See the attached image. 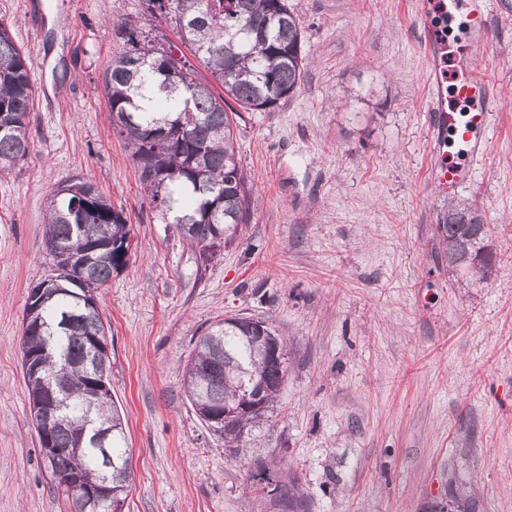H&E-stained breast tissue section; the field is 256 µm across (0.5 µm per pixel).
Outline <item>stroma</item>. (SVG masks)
Listing matches in <instances>:
<instances>
[{
	"label": "stroma",
	"instance_id": "1",
	"mask_svg": "<svg viewBox=\"0 0 512 512\" xmlns=\"http://www.w3.org/2000/svg\"><path fill=\"white\" fill-rule=\"evenodd\" d=\"M307 68L294 97L237 120L255 199L207 260L145 199L108 120L114 22L142 0H0L31 59L30 152L0 174V512H66L40 453L21 365L27 292L51 273L43 224L58 186L88 181L124 211L133 250L102 293L110 389L130 449L124 512H262L264 457L310 512H512V10L492 0L475 58L492 86L474 181L428 175L419 0H288ZM478 207L485 271L448 270V201ZM288 346L273 411L238 453L183 391L199 336L228 316Z\"/></svg>",
	"mask_w": 512,
	"mask_h": 512
}]
</instances>
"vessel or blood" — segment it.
Listing matches in <instances>:
<instances>
[{"mask_svg": "<svg viewBox=\"0 0 512 512\" xmlns=\"http://www.w3.org/2000/svg\"><path fill=\"white\" fill-rule=\"evenodd\" d=\"M489 0H436L438 14H465L471 36L489 31ZM428 57V129L432 135L429 174L445 192L471 184L477 164L489 148L492 121L491 92L486 75L466 45L449 46L438 29L426 30Z\"/></svg>", "mask_w": 512, "mask_h": 512, "instance_id": "vessel-or-blood-1", "label": "vessel or blood"}]
</instances>
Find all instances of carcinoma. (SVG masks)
<instances>
[{
  "label": "carcinoma",
  "instance_id": "1",
  "mask_svg": "<svg viewBox=\"0 0 512 512\" xmlns=\"http://www.w3.org/2000/svg\"><path fill=\"white\" fill-rule=\"evenodd\" d=\"M154 18L171 23L182 43L210 72L214 82L201 81L193 64L176 55L173 46L156 40L138 22L113 24L121 44L103 75L113 131L124 140L140 173L143 190L162 219L188 224L186 243L204 253L214 242L215 228L224 227V243L247 223L251 193L236 157L234 129L239 110L274 112L298 91L305 71L304 38L288 0H144ZM31 60L0 23V171L10 170L30 150L27 118L33 106ZM218 83L223 92L215 91ZM439 229L448 254V270L480 261L489 235L479 210L448 202ZM44 244L53 266L60 264L55 246H63L82 262L80 274L58 284L43 279L28 289L22 358L36 357L42 372L66 368L71 408L49 439L38 437L40 451L55 449L51 475L67 504L82 512L89 490L109 482L112 501L123 503L131 482L125 425L110 389L107 340L99 300L112 274L124 268L132 251L124 212L112 206L94 184L61 185L50 198ZM259 320L244 318L233 325L217 324L198 340L187 362L185 395L204 422L246 391L261 386L256 414L224 422V447L239 451L242 439L260 423L285 381L287 362L270 360L252 341ZM30 416L41 430L38 405L46 399L42 376L24 374ZM92 407L96 425L112 429L101 442L86 426L84 408ZM80 452L74 453L72 449ZM115 465L106 468V456ZM252 467L263 475L275 495L256 493L269 512L283 502L288 512H307V500L294 481L262 457ZM78 487L68 485L74 473Z\"/></svg>",
  "mask_w": 512,
  "mask_h": 512
}]
</instances>
